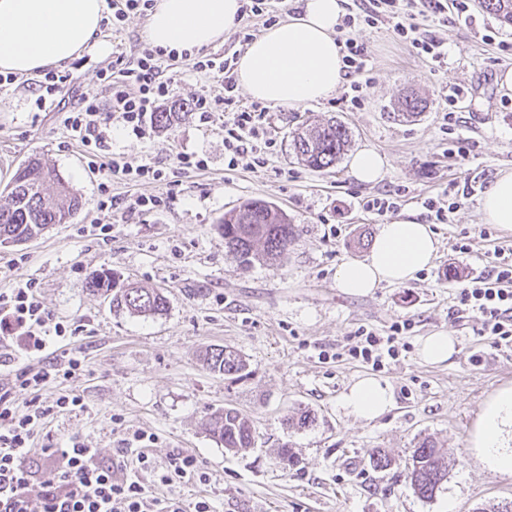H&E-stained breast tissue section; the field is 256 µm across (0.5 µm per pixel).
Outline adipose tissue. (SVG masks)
<instances>
[{"label":"adipose tissue","mask_w":512,"mask_h":512,"mask_svg":"<svg viewBox=\"0 0 512 512\" xmlns=\"http://www.w3.org/2000/svg\"><path fill=\"white\" fill-rule=\"evenodd\" d=\"M347 0H293L292 16L251 41L234 69L237 84L253 99L300 106L335 93L342 79L337 27ZM241 0H155L145 37L163 53L190 52L223 43L238 22ZM106 0H0V72L36 75L86 54L109 51L101 23ZM481 219L512 231V171L502 173L485 192ZM439 240L431 225L409 216L379 225L367 255L336 270L346 295H367L381 285H402L429 268ZM341 406L373 421L394 404L393 391L372 375L347 387ZM471 448L501 475H512V385L485 403L471 437Z\"/></svg>","instance_id":"obj_1"}]
</instances>
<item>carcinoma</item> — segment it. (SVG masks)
Segmentation results:
<instances>
[{
    "mask_svg": "<svg viewBox=\"0 0 512 512\" xmlns=\"http://www.w3.org/2000/svg\"><path fill=\"white\" fill-rule=\"evenodd\" d=\"M482 6L502 22L512 25V0H482ZM427 102L415 93L398 101L399 115L413 118L425 111ZM350 142L348 128L336 121L309 124L303 134L292 136L298 158L307 166L326 171L339 161ZM82 206L75 193L55 169L41 158H28L16 171L0 201V238L24 244L54 224H65ZM218 229L224 236L225 248L243 263L254 258L277 262L288 251L295 237V225L274 203L254 199L224 213ZM89 292L110 300L117 313L150 317L167 311L169 300L161 290H150L119 283L110 270L94 271L86 281ZM206 367L234 380L247 375L243 357L230 347H213L203 356ZM206 431L225 449L251 448L255 443L252 420L236 408L215 409L206 423ZM448 479V455L429 439L418 443L409 468L410 486L423 499H431Z\"/></svg>",
    "mask_w": 512,
    "mask_h": 512,
    "instance_id": "carcinoma-1",
    "label": "carcinoma"
}]
</instances>
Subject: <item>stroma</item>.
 <instances>
[{
  "mask_svg": "<svg viewBox=\"0 0 512 512\" xmlns=\"http://www.w3.org/2000/svg\"><path fill=\"white\" fill-rule=\"evenodd\" d=\"M473 20L428 27L440 39L447 59L436 66L397 41L391 29L366 25L355 35L372 64L362 104L348 109L340 101L346 85L328 99L299 107L273 106L269 135L275 142L264 165L224 168L221 122L200 123L189 114L171 129L139 139L121 123L108 127L113 152L133 166L157 158L166 165L165 183L144 186L117 183L113 194L127 199L142 193L166 194L157 210L125 216L96 208L98 176L87 168L89 155L72 140L58 110L38 108L32 77L0 87V190L18 166L40 155L81 196L83 207L67 223L57 224L27 244H0V292L32 280L52 325L41 354L57 362L80 352L83 373L56 379L39 397L51 405L72 391L83 408L53 409L39 428L29 456L41 471L45 446L63 448L72 440L97 449L98 460L116 465L136 448L134 433L150 435L146 448L157 464L181 451L193 453L210 476L208 485L173 488L161 481L152 497L179 494L185 505L207 498L214 512H477L491 502L512 501V476L490 470L469 448L479 411L499 387L512 384V348L492 347L452 317L460 286L448 277L449 266L464 274L483 271L492 250L480 232L481 195L472 196L451 223L435 225L440 246L432 266L408 284L385 285L367 296H345L335 283L337 266L363 258L382 219L363 211L366 196L400 194L398 216L426 220L425 198L440 197L448 184L478 179L490 187L512 170V89L500 76L512 69V26L469 0ZM493 40H486L485 31ZM112 55H84L61 64L72 81L60 93L66 106L80 96L96 97L109 111L112 91L98 76ZM176 102L199 96H223L221 78L192 70L188 60L169 59ZM426 97L428 106L415 120L397 118L395 104L408 91ZM458 93L456 106L448 96ZM455 120L445 124L444 113ZM336 119L351 132L350 151L370 148L386 162L384 178L358 183L340 159L328 171H315L298 160L291 134L308 120ZM468 138L475 149L464 158L451 153L455 138ZM207 156V171H179L174 156ZM249 199L281 207L298 232L284 260L244 266L224 247L218 221ZM93 224H108L107 241L89 236ZM468 238L471 252L452 246ZM108 268L121 282L164 289L169 305L156 317L112 312L102 297L89 293L90 272ZM411 320L397 337L396 362L381 371L352 358L351 332L365 325L385 329ZM63 324L66 336L53 334ZM447 331L458 352L442 365L417 356L420 337ZM213 346L237 350L248 375L233 382L210 372L202 361ZM376 373L393 390L395 405L365 423L340 405L346 387L359 375ZM232 406L248 415L256 429L254 447L232 452L205 431L211 412ZM315 416L302 430L288 427L296 409ZM425 438L448 451L455 464L448 480L430 500L417 497L407 479L414 448ZM291 443L295 466L280 463L277 450ZM383 450L392 458L385 469L370 457Z\"/></svg>",
  "mask_w": 512,
  "mask_h": 512,
  "instance_id": "stroma-1",
  "label": "stroma"
}]
</instances>
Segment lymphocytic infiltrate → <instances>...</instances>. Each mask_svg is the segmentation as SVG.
Masks as SVG:
<instances>
[{"mask_svg":"<svg viewBox=\"0 0 512 512\" xmlns=\"http://www.w3.org/2000/svg\"><path fill=\"white\" fill-rule=\"evenodd\" d=\"M449 15L455 22H469L468 0H360L357 12L346 14L339 27L343 72L350 89L349 94L343 95V102L354 108L360 106V79L369 71L364 48L353 35L359 24L386 25L397 40L439 64L446 55L444 44L422 38L419 21L429 17L442 21ZM161 58V50L143 46L132 59L117 56L100 71L101 78L112 86L113 113L139 139L150 134L149 117L168 103L172 95L174 79L165 74ZM235 64V57L216 55L197 58L192 63L193 70L224 79L223 100L202 96L197 98L195 108L205 124L212 122L215 113H223L224 159L231 170L247 159L254 165H263L264 159L258 156L257 149L272 145L265 137L267 108L257 103L244 106L236 98ZM63 123L74 140L90 150L92 157L108 158L107 172L98 185L99 210L121 207L126 213L135 214L153 211L163 204L159 195L142 194L126 201L113 196L114 181L153 184L164 182L166 175L155 162L134 167L121 154L112 152L107 124L96 99L82 97L68 111ZM455 300L454 313L462 328L490 337L494 346L512 345V246L495 247L488 272L468 276ZM48 320L49 315L37 298L35 282L0 292V364L10 365L19 350L43 351L46 339L40 331ZM411 327L408 319L385 330L358 327L348 353L373 368H384L386 360L397 357L395 339ZM51 376L50 369L31 365L16 372L12 387L0 388V512H186L180 497H150L142 480L143 475L155 471L148 454L136 455L137 479L119 481L111 467L98 461L96 449L77 440L67 448L43 449L44 457L61 459L62 464L46 471L38 493H31L32 474L26 461L36 428L47 413L37 393ZM20 392L30 395L21 408L16 405Z\"/></svg>","mask_w":512,"mask_h":512,"instance_id":"f902f5d3","label":"lymphocytic infiltrate"}]
</instances>
